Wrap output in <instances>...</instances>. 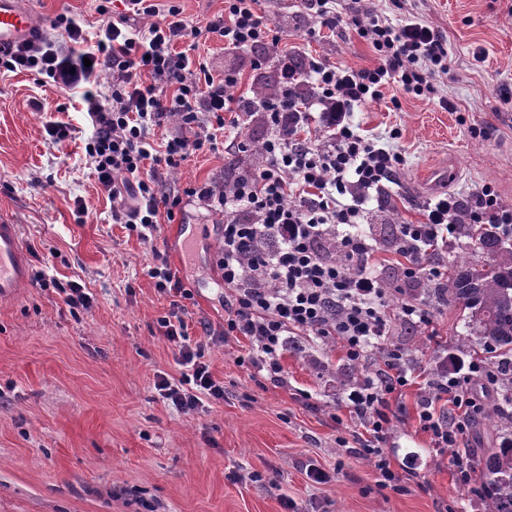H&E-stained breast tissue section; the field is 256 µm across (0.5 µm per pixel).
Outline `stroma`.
Returning <instances> with one entry per match:
<instances>
[{
    "label": "stroma",
    "mask_w": 512,
    "mask_h": 512,
    "mask_svg": "<svg viewBox=\"0 0 512 512\" xmlns=\"http://www.w3.org/2000/svg\"><path fill=\"white\" fill-rule=\"evenodd\" d=\"M43 32L62 12L79 16L86 41L63 40L72 58L91 51L103 22L99 0H32ZM277 23L280 46L299 60L325 58L371 66L372 50L353 35L313 33L304 0H261ZM424 20L448 36L451 69L443 89L457 106L402 94L355 109L366 133L401 131L393 147L406 158L387 210L371 209L364 232L389 238L397 224L421 220L429 200L491 185L512 205V0H415ZM213 74L243 72L239 93L271 86V71L253 69L222 41L199 42ZM82 88L34 73L0 68V217L21 227L32 270L49 268L86 286L90 309L71 311L55 290L33 286L0 300V512H487L461 483L450 453L433 450L407 393L386 452L400 476L418 474L407 492L378 490L370 463L345 440L356 418L336 422L346 371L339 350L314 340L289 348L284 384L245 365L249 342L223 336L224 287L212 270L221 214L187 204L175 222L194 233V257L175 268L185 288L191 340H207L206 359L224 385L223 402L185 413L163 399L158 377L178 380V354L159 335L168 298L147 270L150 247L112 221L83 147L92 134ZM401 106L393 108L390 99ZM69 124L55 144L49 126ZM253 153L192 155L169 176L173 186L224 177L226 166L255 164ZM328 473L324 483L309 473Z\"/></svg>",
    "instance_id": "35a3bbf8"
}]
</instances>
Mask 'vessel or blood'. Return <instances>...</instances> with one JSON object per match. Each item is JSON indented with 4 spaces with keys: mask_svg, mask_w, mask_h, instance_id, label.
Segmentation results:
<instances>
[{
    "mask_svg": "<svg viewBox=\"0 0 512 512\" xmlns=\"http://www.w3.org/2000/svg\"><path fill=\"white\" fill-rule=\"evenodd\" d=\"M39 30L29 0H0V51L21 45ZM31 285L30 255L21 227L0 219V299H18Z\"/></svg>",
    "mask_w": 512,
    "mask_h": 512,
    "instance_id": "1",
    "label": "vessel or blood"
}]
</instances>
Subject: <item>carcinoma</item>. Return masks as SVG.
Masks as SVG:
<instances>
[{
	"label": "carcinoma",
	"instance_id": "1",
	"mask_svg": "<svg viewBox=\"0 0 512 512\" xmlns=\"http://www.w3.org/2000/svg\"><path fill=\"white\" fill-rule=\"evenodd\" d=\"M467 245L485 259L458 255L448 266V277L434 286V294L449 306L459 305L473 339L457 345L472 360L485 363L497 378L498 398L487 408L483 421L493 427L500 412L512 406V362L499 357L512 353V244L476 224L460 225ZM479 481L490 512H512V441L476 449Z\"/></svg>",
	"mask_w": 512,
	"mask_h": 512
}]
</instances>
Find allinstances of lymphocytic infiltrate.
Segmentation results:
<instances>
[{
  "label": "lymphocytic infiltrate",
  "instance_id": "obj_1",
  "mask_svg": "<svg viewBox=\"0 0 512 512\" xmlns=\"http://www.w3.org/2000/svg\"><path fill=\"white\" fill-rule=\"evenodd\" d=\"M127 10L110 16L95 34L86 60L64 56L40 35L0 52V66L28 71L66 86L86 84L84 97L93 133L85 154L101 189L112 202V221L150 246L149 276L169 297L158 330L177 350L183 372L178 381L158 377L162 398L184 412L220 401L205 345L191 342L185 302L191 299L164 252L155 249L161 217H174L183 202L223 213L222 245L213 269L224 283V333L250 342V363L275 383L283 382V359L295 337L309 336L339 346L343 358L372 362L371 376L346 389L341 404L360 420L358 457L368 460L379 489L401 491V479L384 451L397 412L393 405L417 389V419L432 447L455 449L461 481L475 468L462 446L484 410L476 393L488 375L473 362L465 373L445 368L425 372L411 365L405 349L390 340L395 326H412L436 336L432 313L420 290L445 278L432 257L448 251L458 215L471 224L512 228V207L488 185L469 194H445L425 208L420 222L395 227V242L379 248L359 231L369 201L388 205V189L404 156L380 139L364 135L352 121L355 107L383 98L396 84L445 110L454 101L440 81L450 69L448 39L428 22L386 13L347 0H304L320 27L354 33L372 49V66L352 69L325 59L300 68L280 49L281 38L259 0H224L222 12L205 24H190L180 0L158 8L153 0H125ZM149 17L132 30L129 15ZM215 36L227 50L251 54L253 69L274 68L270 94L237 95L243 73L213 75L208 63L189 54L185 43ZM112 74L107 94L90 90L99 71ZM260 110L265 134L258 147L238 130ZM176 132L155 142L157 128ZM257 149L261 164L232 168L223 182L165 187L162 174L177 170L191 155H233ZM391 280H384L383 271Z\"/></svg>",
  "mask_w": 512,
  "mask_h": 512
}]
</instances>
